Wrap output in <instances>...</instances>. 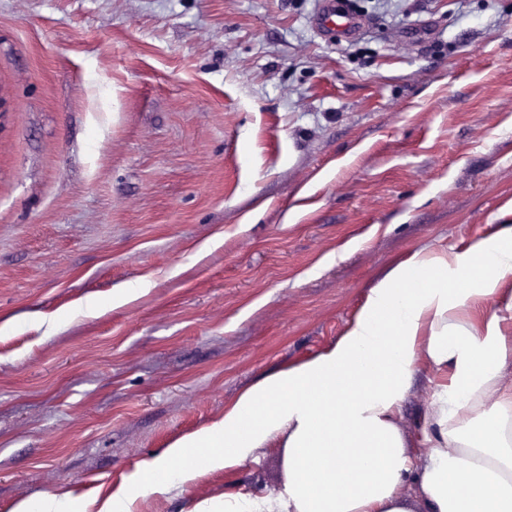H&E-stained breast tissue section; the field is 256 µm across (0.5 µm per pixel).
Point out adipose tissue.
I'll return each mask as SVG.
<instances>
[{
	"mask_svg": "<svg viewBox=\"0 0 512 512\" xmlns=\"http://www.w3.org/2000/svg\"><path fill=\"white\" fill-rule=\"evenodd\" d=\"M421 365L435 398L421 428L429 452L415 459L400 419ZM346 381L357 394L336 397ZM274 444L288 461L280 493L226 495L224 512H512V226L390 267L334 343L144 462L113 512Z\"/></svg>",
	"mask_w": 512,
	"mask_h": 512,
	"instance_id": "1",
	"label": "adipose tissue"
}]
</instances>
